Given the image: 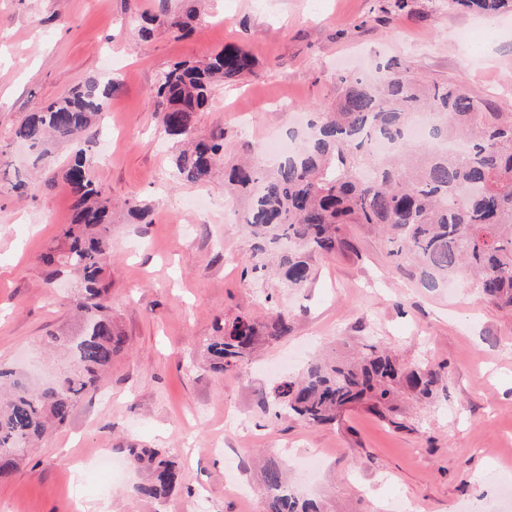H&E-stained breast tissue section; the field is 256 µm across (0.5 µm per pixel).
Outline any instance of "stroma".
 <instances>
[{
	"instance_id": "1",
	"label": "stroma",
	"mask_w": 512,
	"mask_h": 512,
	"mask_svg": "<svg viewBox=\"0 0 512 512\" xmlns=\"http://www.w3.org/2000/svg\"><path fill=\"white\" fill-rule=\"evenodd\" d=\"M390 3L202 0L189 36L159 25L145 43L139 21L158 0H0V363L32 368L37 383L53 376L61 361L43 338L66 322L76 294L69 270L40 261L71 219L63 172L72 148L50 145L54 181L23 194L15 174L33 171L35 152L15 131L36 106L94 80L115 84L86 149L93 180L117 205L105 278L126 340L67 426L0 481V512H266L261 466L271 456L298 497L324 512H512L489 478L496 468L512 482V315L465 283L422 287L363 224L343 225L347 247L317 260L305 287L246 274V204L234 221L191 208L199 195L224 202V172L204 185L174 180L172 144L150 98L172 63L243 46L254 74L217 87L195 128L200 136L224 129L229 159L286 136L288 109L302 116L337 100L342 74H369L391 58L410 77L457 83L512 112V15L482 17L445 0H409L401 11ZM235 108L249 112V132L239 131ZM131 199L148 207L146 221L130 215ZM279 310L291 315L287 335L258 338L244 369L217 375L201 366L198 346L217 322L261 325ZM372 341L406 362L450 369L428 403L398 402L401 427L360 406L331 426L276 418L274 388L307 358ZM228 409L239 418L229 433ZM133 442L177 462L181 483L167 501L138 497L142 475L132 469L105 498L90 478L76 482L99 456L126 459Z\"/></svg>"
}]
</instances>
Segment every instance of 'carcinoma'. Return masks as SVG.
Returning <instances> with one entry per match:
<instances>
[{
	"label": "carcinoma",
	"instance_id": "1",
	"mask_svg": "<svg viewBox=\"0 0 512 512\" xmlns=\"http://www.w3.org/2000/svg\"><path fill=\"white\" fill-rule=\"evenodd\" d=\"M196 0H183L181 13L160 0L168 30L188 36L198 16ZM448 7L487 15L512 11V0H448ZM254 57L226 45L207 61H180L164 70L151 93L164 133L185 148L174 158L180 179L206 183L224 163L228 184L250 198L246 231L255 243L244 273L267 269L276 255L288 286L311 276L316 256L336 252L344 241L343 224H366L384 237L389 254L411 263L426 288L451 277L472 278L478 293L512 313V112H499L487 101L453 83L407 79L393 62L376 79L344 75L336 104L317 113L312 135L265 171L224 157V129L194 137L195 118L207 109L217 83L253 73ZM114 85L95 81L34 109L15 131L18 140L48 156L47 141L71 143L75 154L64 173L74 194L70 223L61 228L41 261L79 274L77 327L47 336L49 348L69 354L70 365L54 382L31 387L13 368L0 367V479L51 427H63L74 408L96 389L121 352L125 338L112 323L109 286L102 283L112 254V203L89 175L84 138L105 111ZM432 117L431 138L461 143V152L431 150L406 138L414 116ZM392 145L387 154L377 142ZM267 337L288 333V314L278 312L266 325ZM217 335L200 345L215 373L241 363L257 338L255 325L238 317L217 325ZM440 373L406 367L387 349L368 345L349 360L312 361L297 381L275 390L274 403L288 417L309 426L332 424L353 405L393 426H400L393 402L410 393L429 399ZM129 462L148 470L136 487L144 498L163 502L180 484L177 465L159 448L128 447ZM267 512H321L312 500L289 491L282 465L265 463Z\"/></svg>",
	"mask_w": 512,
	"mask_h": 512
}]
</instances>
